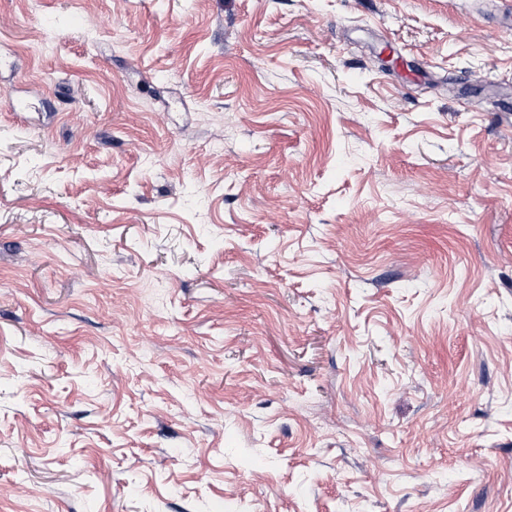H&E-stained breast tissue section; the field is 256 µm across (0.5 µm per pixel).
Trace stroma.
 Here are the masks:
<instances>
[{
	"instance_id": "35a3bbf8",
	"label": "stroma",
	"mask_w": 512,
	"mask_h": 512,
	"mask_svg": "<svg viewBox=\"0 0 512 512\" xmlns=\"http://www.w3.org/2000/svg\"><path fill=\"white\" fill-rule=\"evenodd\" d=\"M512 0H0V512H512Z\"/></svg>"
}]
</instances>
